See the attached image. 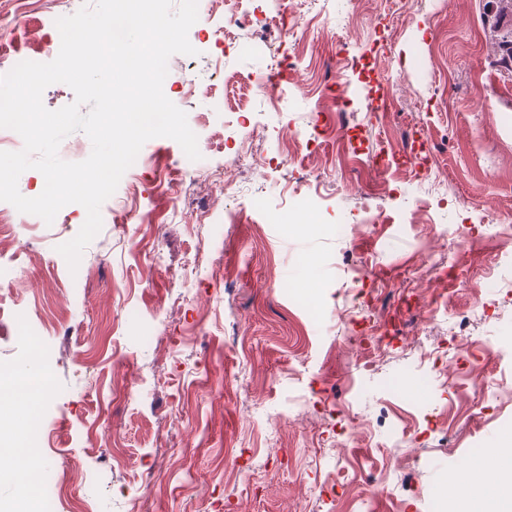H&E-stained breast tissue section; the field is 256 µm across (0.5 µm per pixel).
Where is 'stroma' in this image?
<instances>
[{
    "instance_id": "obj_1",
    "label": "stroma",
    "mask_w": 512,
    "mask_h": 512,
    "mask_svg": "<svg viewBox=\"0 0 512 512\" xmlns=\"http://www.w3.org/2000/svg\"><path fill=\"white\" fill-rule=\"evenodd\" d=\"M93 2L0 0V58L54 60L56 19ZM497 5L254 0L258 20L288 18L254 30L203 0L196 53L171 56L163 84L203 145L196 172L176 141H147L74 272L56 247L81 205L0 228V278L14 284L0 320L23 309L31 325L0 334V359L51 381L39 456L55 512H453L449 475L512 429V400L469 385L476 371L512 384V265L496 249L460 256L440 231L512 225ZM283 58L294 66L274 108L262 81ZM384 138L399 154L387 174L363 163ZM244 142L242 168L230 157ZM216 168L234 196L205 179ZM168 185L207 223L173 212ZM370 208L382 223L365 225ZM354 252L373 268L362 303ZM433 341L446 375L404 383ZM395 418L413 437L397 453L381 438Z\"/></svg>"
}]
</instances>
